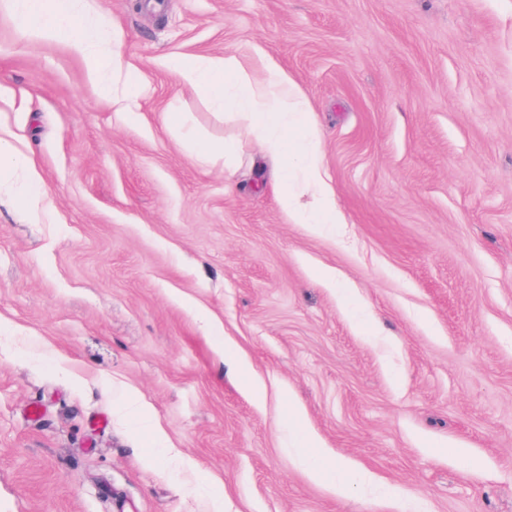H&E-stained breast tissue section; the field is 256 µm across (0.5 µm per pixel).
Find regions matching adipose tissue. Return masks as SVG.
<instances>
[{"mask_svg":"<svg viewBox=\"0 0 512 512\" xmlns=\"http://www.w3.org/2000/svg\"><path fill=\"white\" fill-rule=\"evenodd\" d=\"M18 31L47 41H62L81 57L91 80L122 79L123 97L113 99L116 111L128 122L139 115L129 103L139 85L137 68L114 50L121 41L111 31V44L101 47L90 37L94 18L84 12V0H0ZM262 70L237 56L221 58L183 54L168 66L179 81L203 95L212 107L233 112L241 120L244 138L257 141L264 157L278 164L276 193L289 219L298 224H341L345 218L327 182L322 154L312 128V113L301 100L293 79L271 57L261 56ZM0 179L15 182V203L30 207L39 181L31 158L0 137Z\"/></svg>","mask_w":512,"mask_h":512,"instance_id":"obj_1","label":"adipose tissue"}]
</instances>
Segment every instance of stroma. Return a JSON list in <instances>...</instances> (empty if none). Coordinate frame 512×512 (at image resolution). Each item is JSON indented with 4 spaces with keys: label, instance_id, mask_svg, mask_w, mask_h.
Here are the masks:
<instances>
[{
    "label": "stroma",
    "instance_id": "obj_1",
    "mask_svg": "<svg viewBox=\"0 0 512 512\" xmlns=\"http://www.w3.org/2000/svg\"><path fill=\"white\" fill-rule=\"evenodd\" d=\"M149 2L89 0L135 125L0 11V134L41 181L29 210L0 187V512H512V0ZM258 48L345 223H289L166 65ZM340 460L345 493L309 478ZM166 114L167 123L175 127L176 138L185 147L191 150L199 161L206 162L213 156L215 148L202 139L201 135L194 130L190 122L184 118H180L174 122L172 112Z\"/></svg>",
    "mask_w": 512,
    "mask_h": 512
}]
</instances>
